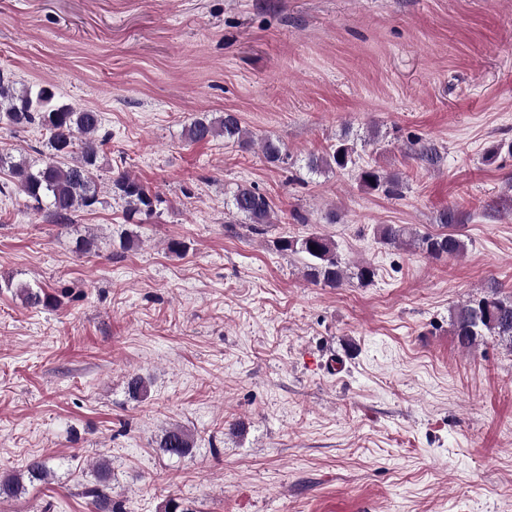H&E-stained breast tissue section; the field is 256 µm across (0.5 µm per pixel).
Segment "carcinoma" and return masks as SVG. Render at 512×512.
Segmentation results:
<instances>
[{"label": "carcinoma", "instance_id": "carcinoma-1", "mask_svg": "<svg viewBox=\"0 0 512 512\" xmlns=\"http://www.w3.org/2000/svg\"><path fill=\"white\" fill-rule=\"evenodd\" d=\"M0 125L25 128L36 126L48 135L46 155L36 163L24 156L0 154V167L8 169L14 179L17 192L35 202V208L46 209L57 221L64 224L77 211H93L100 204L99 152L107 137L100 133L101 113L94 109L76 108L63 103L51 84L17 85L11 77L0 73ZM185 138L191 143L209 141L217 137L234 140L241 146L252 142V135L241 124L234 112L218 117L207 114L198 116L185 126ZM263 157L270 163L288 161L281 145L265 139ZM415 158L424 165L433 166L440 156L428 142L419 141L413 148ZM356 165L354 148L341 140L332 147V152L307 160V168L322 173L333 168L346 170ZM360 186L368 191H383L391 196L401 195L400 180L386 176L374 167L358 169ZM109 193L124 201L133 214L150 215L161 202L140 181L130 174L119 171L109 178ZM232 206L236 215L244 217L253 229L263 224L274 223L275 207L272 201L254 186L240 185L232 195ZM456 215L444 210L439 217L440 230L423 235L415 234L404 224H384L379 227L380 243L400 246L415 239L419 248L435 260L461 258L467 245L455 229ZM283 251L301 254L304 257L303 276L315 285L340 288L345 283L357 280L366 286L373 282L376 273L371 264L360 262L347 267L336 252L335 243L322 233H310L301 238H283L278 241ZM18 296L31 308L56 307L59 300L42 289L19 285ZM450 322L458 346L469 350L486 336H494L512 351V298L499 297V286L490 282L482 296L455 306L450 311ZM191 434L180 426L165 431L159 447L171 455L182 457L191 452ZM97 483L86 488L85 497L103 512H123L121 506L112 505L107 489L112 481L110 463L96 465ZM51 470L40 459L31 460L26 469L0 476V496L13 497L24 490V481H48Z\"/></svg>", "mask_w": 512, "mask_h": 512}]
</instances>
